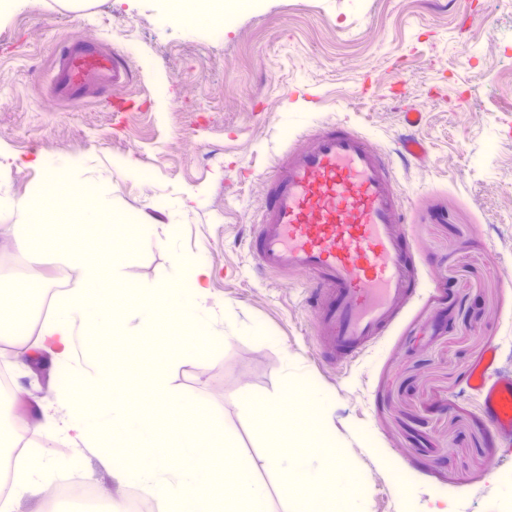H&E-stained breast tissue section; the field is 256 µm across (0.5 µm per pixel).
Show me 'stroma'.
I'll return each instance as SVG.
<instances>
[{
  "label": "stroma",
  "mask_w": 512,
  "mask_h": 512,
  "mask_svg": "<svg viewBox=\"0 0 512 512\" xmlns=\"http://www.w3.org/2000/svg\"><path fill=\"white\" fill-rule=\"evenodd\" d=\"M164 0H25L0 21V146L13 164L0 196H24L47 160L83 157L112 190L110 215L48 223L66 238L90 226L89 253L120 261L128 286L172 283L173 253L210 270L203 304L225 334L191 355L188 328L159 317L147 350L189 356L170 373L195 402L223 413L237 451L259 460L258 413L244 395H283L296 372L330 402L321 419L367 512H512V446L466 383L487 345L512 373V0H224V28L159 26ZM80 36L120 55L131 83L79 100L52 84L60 41ZM420 114L416 126L404 115ZM327 123L369 137L389 160L419 288L396 322L341 365L321 361L320 327L303 303L309 277L260 269L250 238L268 203V172L288 143ZM408 135L422 157L400 154ZM176 233L138 245V220ZM12 393L0 417L14 437L77 458L93 493L126 512L128 490L98 448L47 434L51 393L32 360L45 350L0 342Z\"/></svg>",
  "instance_id": "obj_1"
}]
</instances>
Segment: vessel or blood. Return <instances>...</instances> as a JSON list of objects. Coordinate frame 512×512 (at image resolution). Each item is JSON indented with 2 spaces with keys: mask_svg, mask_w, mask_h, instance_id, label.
Returning <instances> with one entry per match:
<instances>
[{
  "mask_svg": "<svg viewBox=\"0 0 512 512\" xmlns=\"http://www.w3.org/2000/svg\"><path fill=\"white\" fill-rule=\"evenodd\" d=\"M54 68L58 93L71 100L125 75L122 59L79 37L61 48ZM269 189L251 244L258 266L309 273L324 357L355 356L392 326L416 286L388 159L359 132L326 124L277 158ZM497 360V347H488L466 379L494 431L511 438L512 375L498 373Z\"/></svg>",
  "mask_w": 512,
  "mask_h": 512,
  "instance_id": "1",
  "label": "vessel or blood"
}]
</instances>
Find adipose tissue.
Here are the masks:
<instances>
[{
    "mask_svg": "<svg viewBox=\"0 0 512 512\" xmlns=\"http://www.w3.org/2000/svg\"><path fill=\"white\" fill-rule=\"evenodd\" d=\"M246 409H259L267 422V450L262 458L266 472L278 481L284 502L290 512H336L335 504L317 496L309 485V472H316L322 488L339 483L345 465L330 448L326 431L312 417H298L283 407L280 401L268 397L245 396ZM71 460L48 458L41 441L35 440L13 459L11 494L20 497L32 493L41 478H54L66 472Z\"/></svg>",
    "mask_w": 512,
    "mask_h": 512,
    "instance_id": "obj_1",
    "label": "adipose tissue"
}]
</instances>
